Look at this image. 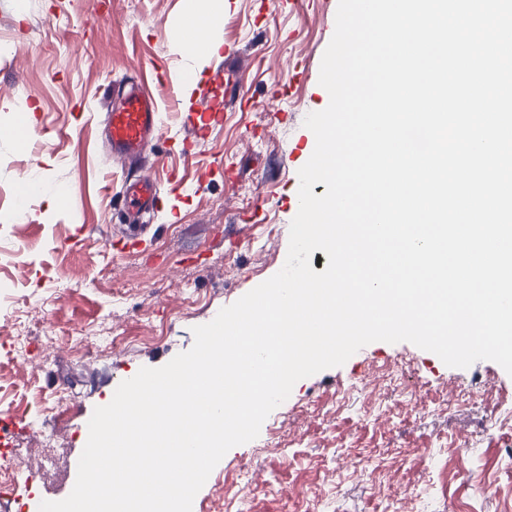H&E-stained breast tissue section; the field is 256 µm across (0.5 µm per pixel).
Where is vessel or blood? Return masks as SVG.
<instances>
[{
    "mask_svg": "<svg viewBox=\"0 0 512 512\" xmlns=\"http://www.w3.org/2000/svg\"><path fill=\"white\" fill-rule=\"evenodd\" d=\"M105 122L112 158L120 163L146 158L162 131L159 103L135 84L123 90L119 105L107 106ZM121 197L133 211L155 209L160 202L157 185L148 174L124 181Z\"/></svg>",
    "mask_w": 512,
    "mask_h": 512,
    "instance_id": "b4317fda",
    "label": "vessel or blood"
}]
</instances>
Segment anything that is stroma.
I'll return each mask as SVG.
<instances>
[{"instance_id":"35a3bbf8","label":"stroma","mask_w":512,"mask_h":512,"mask_svg":"<svg viewBox=\"0 0 512 512\" xmlns=\"http://www.w3.org/2000/svg\"><path fill=\"white\" fill-rule=\"evenodd\" d=\"M338 0H224L193 67L189 0H0V127L37 122L29 146L0 135V402L26 411L0 433L41 467L18 472L25 512L72 491L96 407L140 368L194 344L212 321L283 267L299 169L315 148L304 119ZM139 81L165 111L155 152L160 206L143 242L118 222L127 169L102 139L106 82ZM206 98L224 115L191 152L177 109ZM46 191L21 202L14 184ZM68 196V205L49 195ZM61 405L56 445L36 438ZM512 512V376L495 362L446 366L408 342L370 343L299 380L253 441L229 450L192 512Z\"/></svg>"}]
</instances>
